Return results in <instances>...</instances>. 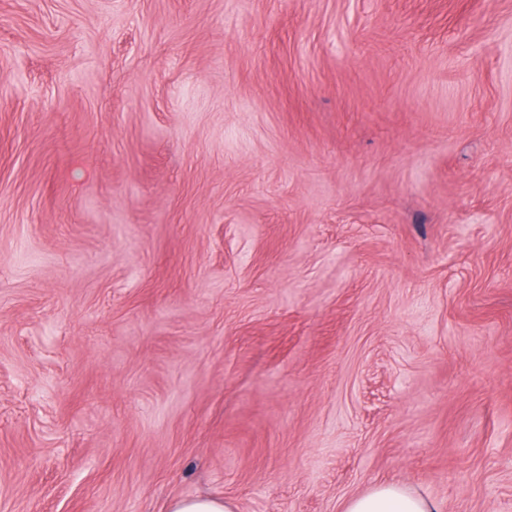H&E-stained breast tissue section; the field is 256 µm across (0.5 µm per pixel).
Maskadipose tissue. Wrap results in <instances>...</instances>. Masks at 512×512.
Wrapping results in <instances>:
<instances>
[{
  "mask_svg": "<svg viewBox=\"0 0 512 512\" xmlns=\"http://www.w3.org/2000/svg\"><path fill=\"white\" fill-rule=\"evenodd\" d=\"M343 512H445L442 502L398 482H380L353 495Z\"/></svg>",
  "mask_w": 512,
  "mask_h": 512,
  "instance_id": "obj_1",
  "label": "adipose tissue"
}]
</instances>
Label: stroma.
<instances>
[{"label":"stroma","mask_w":512,"mask_h":512,"mask_svg":"<svg viewBox=\"0 0 512 512\" xmlns=\"http://www.w3.org/2000/svg\"><path fill=\"white\" fill-rule=\"evenodd\" d=\"M512 512V0H0V512ZM343 512H445L442 502L398 482H380L353 495ZM169 512H238V505L230 498L185 497L171 501Z\"/></svg>","instance_id":"35a3bbf8"}]
</instances>
